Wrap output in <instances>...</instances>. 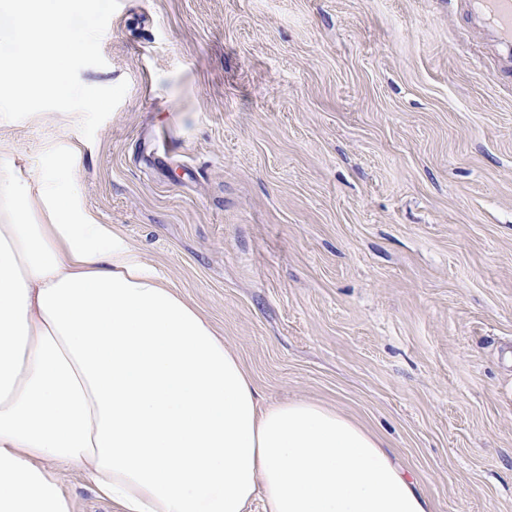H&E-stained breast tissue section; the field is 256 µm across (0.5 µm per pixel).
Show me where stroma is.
<instances>
[{"instance_id":"1","label":"stroma","mask_w":512,"mask_h":512,"mask_svg":"<svg viewBox=\"0 0 512 512\" xmlns=\"http://www.w3.org/2000/svg\"><path fill=\"white\" fill-rule=\"evenodd\" d=\"M75 114L0 119L211 323L261 403L378 435L431 512H512V71L466 0H120ZM74 512H117L81 470Z\"/></svg>"}]
</instances>
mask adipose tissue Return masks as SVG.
<instances>
[{
    "mask_svg": "<svg viewBox=\"0 0 512 512\" xmlns=\"http://www.w3.org/2000/svg\"><path fill=\"white\" fill-rule=\"evenodd\" d=\"M60 161L0 175V512H431L379 437L308 400L261 405L238 359L76 203ZM56 473L63 491L73 499L75 512L118 511L116 506L98 497L81 470L59 468Z\"/></svg>",
    "mask_w": 512,
    "mask_h": 512,
    "instance_id": "obj_1",
    "label": "adipose tissue"
}]
</instances>
